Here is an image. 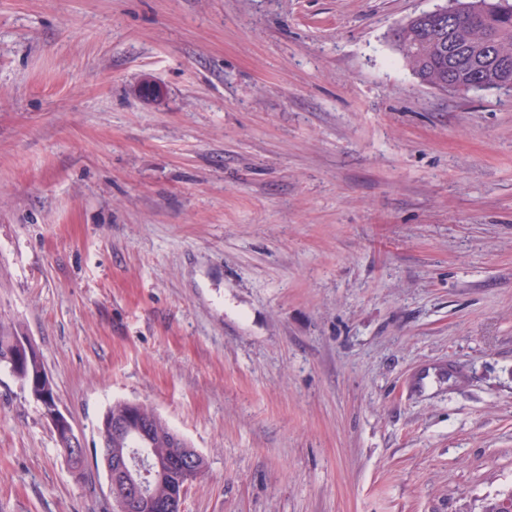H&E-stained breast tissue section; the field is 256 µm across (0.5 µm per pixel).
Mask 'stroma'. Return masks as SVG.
I'll use <instances>...</instances> for the list:
<instances>
[{
  "label": "stroma",
  "mask_w": 512,
  "mask_h": 512,
  "mask_svg": "<svg viewBox=\"0 0 512 512\" xmlns=\"http://www.w3.org/2000/svg\"><path fill=\"white\" fill-rule=\"evenodd\" d=\"M447 3L0 0V324L87 450L131 401L206 460L182 512L512 493V93L391 40ZM107 486L0 371V512Z\"/></svg>",
  "instance_id": "1"
}]
</instances>
